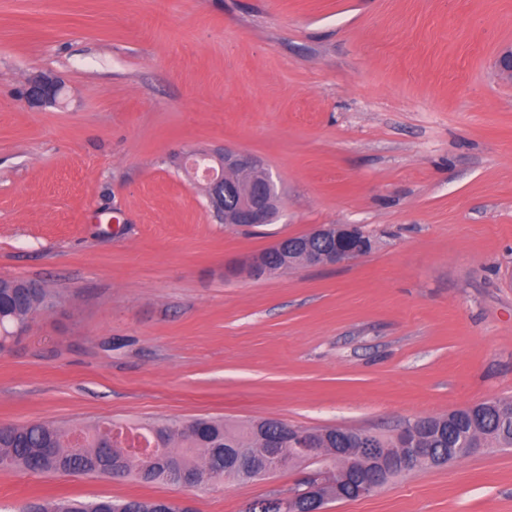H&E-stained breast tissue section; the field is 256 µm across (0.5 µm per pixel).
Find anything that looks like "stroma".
I'll return each mask as SVG.
<instances>
[{
	"label": "stroma",
	"mask_w": 512,
	"mask_h": 512,
	"mask_svg": "<svg viewBox=\"0 0 512 512\" xmlns=\"http://www.w3.org/2000/svg\"><path fill=\"white\" fill-rule=\"evenodd\" d=\"M512 0H0V278L52 307L0 354V424L382 436L512 399ZM64 83L32 108L28 81ZM253 154L272 223L219 222L190 150ZM355 224L369 253L270 276L243 257ZM202 487L0 469V512L149 498L245 512L306 476ZM327 512H512V449Z\"/></svg>",
	"instance_id": "obj_1"
}]
</instances>
